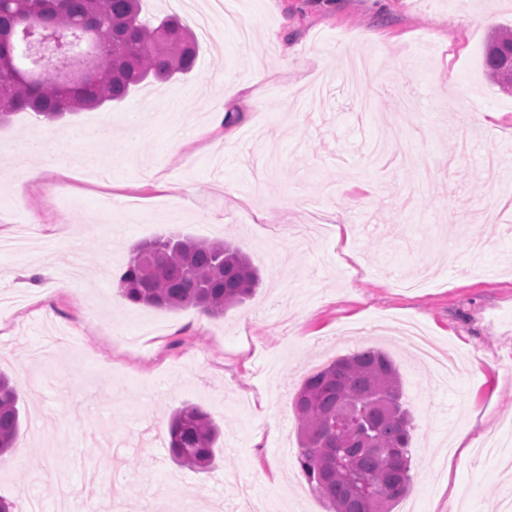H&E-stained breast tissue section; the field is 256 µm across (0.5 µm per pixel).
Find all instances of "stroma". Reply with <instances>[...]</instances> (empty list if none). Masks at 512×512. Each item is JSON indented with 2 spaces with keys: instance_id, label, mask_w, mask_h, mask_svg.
Instances as JSON below:
<instances>
[{
  "instance_id": "1",
  "label": "stroma",
  "mask_w": 512,
  "mask_h": 512,
  "mask_svg": "<svg viewBox=\"0 0 512 512\" xmlns=\"http://www.w3.org/2000/svg\"><path fill=\"white\" fill-rule=\"evenodd\" d=\"M234 23L201 41L194 70L142 85L124 102L56 122L92 187L46 169L19 196L20 163L0 164V236L31 226L22 254L0 252V371L19 389L23 426L0 459V496L56 512L66 487L91 486L90 512H326L297 458L292 400L355 347L396 362L416 425L412 483L394 512H502L512 460L479 446L512 430V95L484 71L512 0H223ZM279 38L271 42L268 30ZM330 67H322L324 58ZM401 60L394 68L393 60ZM272 71L259 103L233 113L236 136H198L214 102L253 68ZM145 135L127 139L128 114ZM499 116L482 143L469 127ZM112 120V145L85 137ZM185 141L168 150L174 127ZM432 158L422 178L409 155ZM193 190L174 208L170 186ZM288 199V209L271 207ZM348 208L357 230L295 243L312 212ZM171 234L220 239L258 267L254 296L224 316L146 309L117 294L130 248ZM69 236L52 252L48 243ZM76 265L79 280L56 286ZM413 325L452 351L444 383L390 334ZM185 404L224 429L213 470L174 463L167 416ZM476 447L448 451L460 434ZM278 472L271 483L268 472Z\"/></svg>"
}]
</instances>
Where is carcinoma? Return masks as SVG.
Here are the masks:
<instances>
[{"mask_svg":"<svg viewBox=\"0 0 512 512\" xmlns=\"http://www.w3.org/2000/svg\"><path fill=\"white\" fill-rule=\"evenodd\" d=\"M142 0H0V35L27 21L75 29L85 51L77 69L93 79H65L20 41L0 45V121L17 112L55 119L66 112L123 102L152 76L161 81L194 68L198 43L188 29H171L173 17L150 26L140 20ZM491 81L512 93V29L493 39L485 56ZM258 276L248 256L219 241L180 235L135 245L117 293L148 308L194 307L212 317L251 296ZM300 463L328 512H393L410 490L413 417L394 361L369 348L342 357L308 377L292 401ZM347 427L342 450L374 487L367 500L352 494L345 475L328 467L336 454V426ZM20 428L18 390L0 374V456L14 448ZM168 448L180 465L205 470L216 456L220 429L196 406L175 410Z\"/></svg>","mask_w":512,"mask_h":512,"instance_id":"obj_1","label":"carcinoma"}]
</instances>
